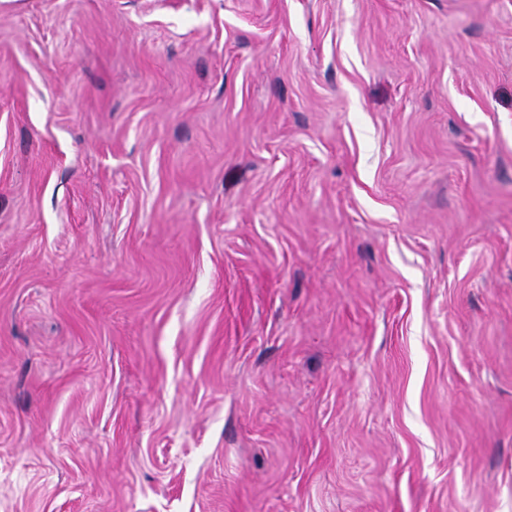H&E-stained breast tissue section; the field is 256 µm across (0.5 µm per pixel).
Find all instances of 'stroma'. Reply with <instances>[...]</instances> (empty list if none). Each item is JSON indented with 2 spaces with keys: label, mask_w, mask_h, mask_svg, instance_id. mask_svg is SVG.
Instances as JSON below:
<instances>
[{
  "label": "stroma",
  "mask_w": 512,
  "mask_h": 512,
  "mask_svg": "<svg viewBox=\"0 0 512 512\" xmlns=\"http://www.w3.org/2000/svg\"><path fill=\"white\" fill-rule=\"evenodd\" d=\"M0 512H512V0H0Z\"/></svg>",
  "instance_id": "obj_1"
}]
</instances>
